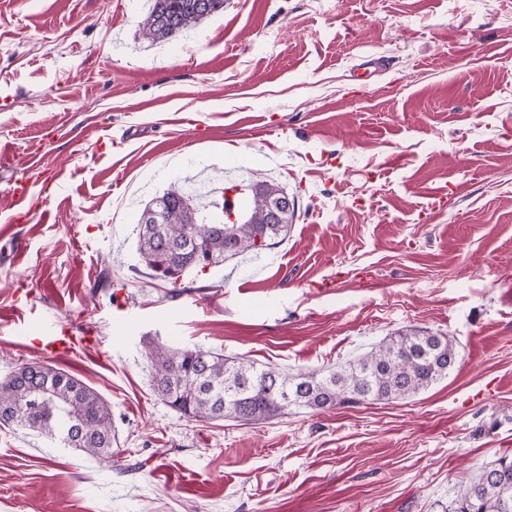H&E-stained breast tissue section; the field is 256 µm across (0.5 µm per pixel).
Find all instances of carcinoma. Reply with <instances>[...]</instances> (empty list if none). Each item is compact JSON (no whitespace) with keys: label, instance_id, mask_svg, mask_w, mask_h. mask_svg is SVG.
<instances>
[{"label":"carcinoma","instance_id":"cac0c4a2","mask_svg":"<svg viewBox=\"0 0 512 512\" xmlns=\"http://www.w3.org/2000/svg\"><path fill=\"white\" fill-rule=\"evenodd\" d=\"M224 9V0H154L143 35L156 43L198 26ZM206 195L174 183L144 211L162 215L139 224L137 250L155 278L178 287L186 271H205L273 248L288 232L285 188L250 182L240 223L218 219ZM155 391L193 420L251 423L294 409L322 410L367 401L404 399L448 376L459 355L448 336L397 332L322 371L290 373L243 357L195 347L148 350ZM0 424L14 425L112 465V410L75 376L39 362L24 363L0 381ZM455 512H512V457L482 467L456 499Z\"/></svg>","mask_w":512,"mask_h":512}]
</instances>
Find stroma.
Here are the masks:
<instances>
[{"instance_id":"stroma-1","label":"stroma","mask_w":512,"mask_h":512,"mask_svg":"<svg viewBox=\"0 0 512 512\" xmlns=\"http://www.w3.org/2000/svg\"><path fill=\"white\" fill-rule=\"evenodd\" d=\"M149 7L0 0V379L68 371L116 437L107 466L0 425V512H451L512 457V0H224L160 43ZM187 175L280 184L287 235L152 279L140 214ZM29 321L95 342L46 357ZM412 328L454 342L447 378L256 424L180 416L146 357L312 371ZM12 208L13 218L12 222L16 223L18 220H28L33 214L30 210V184L27 180H19L16 182L12 191Z\"/></svg>"}]
</instances>
